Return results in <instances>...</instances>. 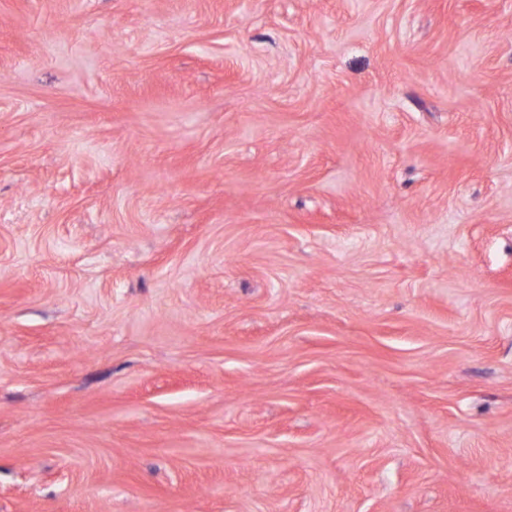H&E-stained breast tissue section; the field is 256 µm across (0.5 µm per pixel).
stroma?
<instances>
[{"label": "stroma", "mask_w": 512, "mask_h": 512, "mask_svg": "<svg viewBox=\"0 0 512 512\" xmlns=\"http://www.w3.org/2000/svg\"><path fill=\"white\" fill-rule=\"evenodd\" d=\"M0 512H512V0H0Z\"/></svg>", "instance_id": "stroma-1"}]
</instances>
